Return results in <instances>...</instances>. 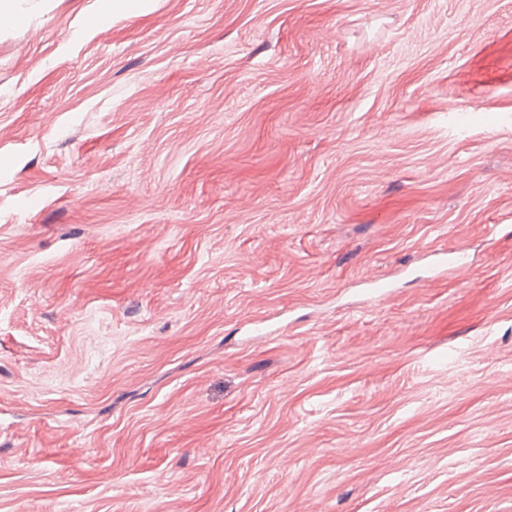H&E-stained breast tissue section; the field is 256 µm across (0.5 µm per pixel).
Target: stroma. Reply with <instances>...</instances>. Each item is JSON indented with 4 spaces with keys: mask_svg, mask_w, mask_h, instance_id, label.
I'll return each instance as SVG.
<instances>
[{
    "mask_svg": "<svg viewBox=\"0 0 512 512\" xmlns=\"http://www.w3.org/2000/svg\"><path fill=\"white\" fill-rule=\"evenodd\" d=\"M0 512H512V0H12Z\"/></svg>",
    "mask_w": 512,
    "mask_h": 512,
    "instance_id": "obj_1",
    "label": "stroma"
}]
</instances>
